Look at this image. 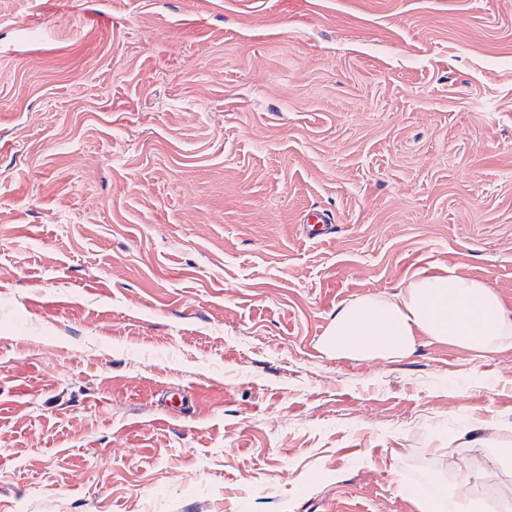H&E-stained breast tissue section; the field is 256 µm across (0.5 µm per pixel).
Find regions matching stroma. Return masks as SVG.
Returning <instances> with one entry per match:
<instances>
[{
  "label": "stroma",
  "instance_id": "stroma-1",
  "mask_svg": "<svg viewBox=\"0 0 512 512\" xmlns=\"http://www.w3.org/2000/svg\"><path fill=\"white\" fill-rule=\"evenodd\" d=\"M448 269L512 314V0H0V512H512V346H320ZM420 498L423 512H485L487 508L476 501L470 500L461 492L459 485L448 482L441 487L438 497L424 495L421 490Z\"/></svg>",
  "mask_w": 512,
  "mask_h": 512
}]
</instances>
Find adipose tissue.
<instances>
[{
	"label": "adipose tissue",
	"instance_id": "adipose-tissue-1",
	"mask_svg": "<svg viewBox=\"0 0 512 512\" xmlns=\"http://www.w3.org/2000/svg\"><path fill=\"white\" fill-rule=\"evenodd\" d=\"M420 336L484 356L512 338V318L491 285L422 272L397 297L376 293L343 303L321 346L338 359L394 360L412 354Z\"/></svg>",
	"mask_w": 512,
	"mask_h": 512
}]
</instances>
